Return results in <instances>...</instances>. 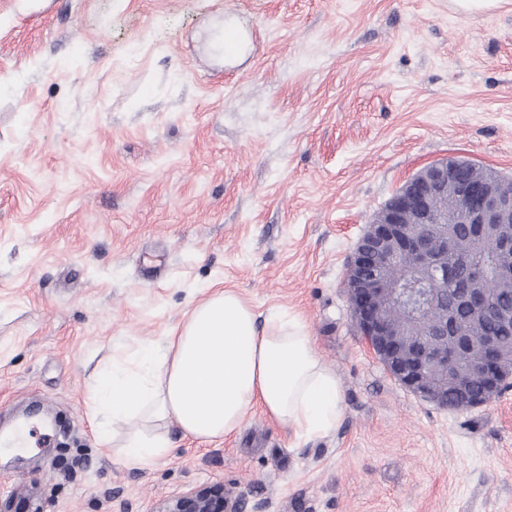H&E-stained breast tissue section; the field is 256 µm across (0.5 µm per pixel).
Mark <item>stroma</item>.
<instances>
[{
  "instance_id": "obj_1",
  "label": "stroma",
  "mask_w": 512,
  "mask_h": 512,
  "mask_svg": "<svg viewBox=\"0 0 512 512\" xmlns=\"http://www.w3.org/2000/svg\"><path fill=\"white\" fill-rule=\"evenodd\" d=\"M251 43L224 56V26ZM457 158L512 180V0H0V494L156 512L220 484L245 512H512V388L452 410L398 383L345 290L368 224ZM299 314L340 382L328 433L254 412L128 466L95 372L164 345L197 292Z\"/></svg>"
}]
</instances>
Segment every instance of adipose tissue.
Wrapping results in <instances>:
<instances>
[{
  "label": "adipose tissue",
  "instance_id": "obj_1",
  "mask_svg": "<svg viewBox=\"0 0 512 512\" xmlns=\"http://www.w3.org/2000/svg\"><path fill=\"white\" fill-rule=\"evenodd\" d=\"M97 435L116 441L124 463L167 455L165 423L213 441L254 408L298 436L335 428L341 390L303 322L276 311L258 322L231 288H207L164 346L140 343L133 363H115L91 389Z\"/></svg>",
  "mask_w": 512,
  "mask_h": 512
}]
</instances>
